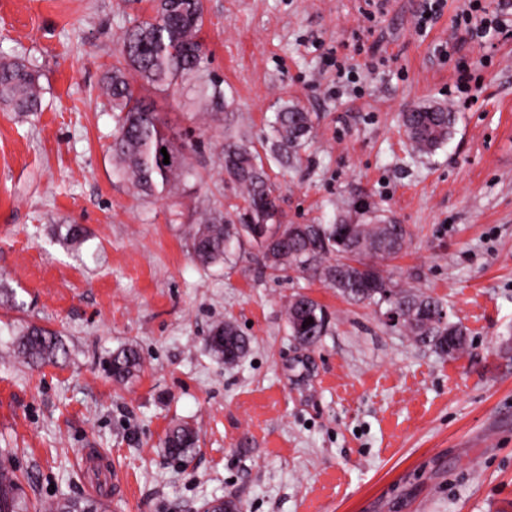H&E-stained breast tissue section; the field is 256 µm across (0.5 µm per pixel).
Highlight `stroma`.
Returning a JSON list of instances; mask_svg holds the SVG:
<instances>
[{"label":"stroma","mask_w":512,"mask_h":512,"mask_svg":"<svg viewBox=\"0 0 512 512\" xmlns=\"http://www.w3.org/2000/svg\"><path fill=\"white\" fill-rule=\"evenodd\" d=\"M419 0H203V77L222 81L219 119L188 90L147 91L188 145L194 175L141 196L113 171L116 122L100 95L130 22L151 0H0V56L40 73L42 109L0 110V463L27 497L97 502L101 512H202L216 497L245 512H512V35L457 28L446 0L428 35ZM382 40L376 70L335 96L323 58ZM443 46L446 57L435 54ZM471 91L455 92L459 63ZM439 102L457 114L429 156L412 152L402 112ZM314 113L313 132L271 182L286 224H331L362 210L411 238L386 274L440 299L467 333L448 356L416 343L382 308L265 265L248 237L224 263L192 257L200 213L236 212L221 149L267 143L275 112ZM82 243L66 238L68 225ZM304 293L332 315L314 347L288 334ZM251 339L228 366L211 327ZM56 333L66 358L31 367L11 344L27 326ZM142 368L113 382L110 353ZM188 423L199 446L177 464L160 444Z\"/></svg>","instance_id":"stroma-1"}]
</instances>
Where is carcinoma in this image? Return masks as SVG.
Masks as SVG:
<instances>
[{
    "label": "carcinoma",
    "instance_id": "obj_1",
    "mask_svg": "<svg viewBox=\"0 0 512 512\" xmlns=\"http://www.w3.org/2000/svg\"><path fill=\"white\" fill-rule=\"evenodd\" d=\"M154 15L136 21L125 31L115 61L102 80L101 94L118 123L110 146L113 165L141 193L161 194L191 174L187 146L160 119L136 83L158 91L193 87L195 96L207 102L209 111H224L222 82L196 84L206 54L199 33L203 3L185 0H154ZM0 107L29 114L41 111L40 76L21 58H0ZM402 126L412 151L425 155L451 136L455 113L440 104L416 106L402 113ZM272 140L259 152L242 140L229 137L222 148L224 172L237 184L243 204L235 218L208 211L191 225L188 235L195 261L203 267L224 262L233 243L243 235L254 240L266 235L264 257L275 271H294L319 279L355 303H367L395 311L399 324L416 342L443 354L449 337L462 327L446 317L438 299L402 285L383 274L376 261L396 257L407 244L405 225L374 216L357 224L339 213L334 224H282L270 181V163L283 164L297 155L312 133L314 116L298 104L286 105L274 114ZM176 152L177 164L159 162L161 149ZM313 323H307V319ZM290 335L307 346L317 345L327 333L330 318L316 300L296 295L286 307ZM214 356L234 365L249 352L251 340L231 321L214 325L208 337ZM16 358L33 365L67 355L57 335L35 325L27 327L13 347ZM142 359L134 347L112 352V380L125 382L140 368ZM197 437L182 424L168 430L163 448L172 459L186 461ZM211 512H243L234 499H215L206 504ZM0 512H39L22 496L15 471L0 465ZM50 512H97L92 502L65 499L50 506Z\"/></svg>",
    "mask_w": 512,
    "mask_h": 512
}]
</instances>
